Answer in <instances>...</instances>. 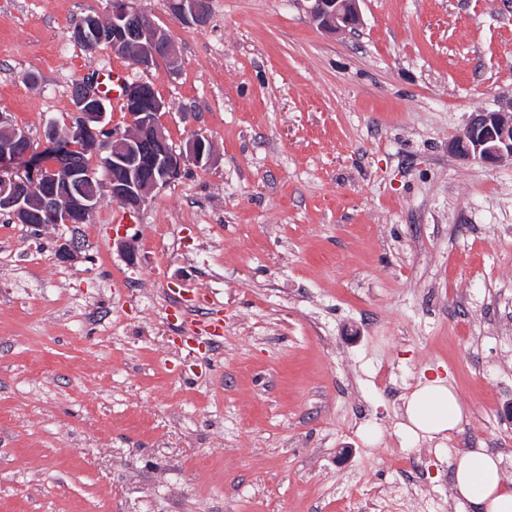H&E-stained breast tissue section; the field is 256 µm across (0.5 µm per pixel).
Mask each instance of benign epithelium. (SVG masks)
Here are the masks:
<instances>
[{
    "mask_svg": "<svg viewBox=\"0 0 512 512\" xmlns=\"http://www.w3.org/2000/svg\"><path fill=\"white\" fill-rule=\"evenodd\" d=\"M311 15L317 26L334 35L359 25L362 15L359 0H311ZM170 13L178 20L199 25L206 18L208 0H170ZM141 17L140 32L144 44L131 58L135 67L153 68L161 57L176 62L171 37L153 26L148 16L128 8L127 0H110L107 17H85L72 31L75 41L94 38L112 43L116 53L127 54L134 38L132 22ZM73 121L68 135L82 141L89 150H103L104 170L112 173L109 181L113 201L135 210L161 186L175 180L188 164L210 165L215 148L207 138L193 136L177 150L169 143L166 128L160 121L164 102L150 99L140 84L125 89L124 103L129 118L128 129L113 133L105 124L107 106L92 83L80 81L72 93ZM44 152L53 153L46 163L34 152L26 130L0 115V210L21 224H31L33 217L47 216L53 224H82L98 208L102 198L73 194L69 175L77 170L92 178L93 171L82 166L73 154V146L63 141L59 130L45 133ZM451 152L463 160L495 164L504 156L512 157V117L504 112H475L464 131L450 143ZM23 163L18 175L3 172L13 164Z\"/></svg>",
    "mask_w": 512,
    "mask_h": 512,
    "instance_id": "benign-epithelium-1",
    "label": "benign epithelium"
}]
</instances>
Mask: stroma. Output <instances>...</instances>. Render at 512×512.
Masks as SVG:
<instances>
[{"mask_svg":"<svg viewBox=\"0 0 512 512\" xmlns=\"http://www.w3.org/2000/svg\"><path fill=\"white\" fill-rule=\"evenodd\" d=\"M209 5L128 0L177 51L144 71L70 37L109 0H0V113L35 151L115 65L173 147L216 146L136 212L0 214V512H462L458 453L512 483V157L448 145L512 115V0H362L336 36L310 0ZM435 377L464 420L409 438ZM170 13L189 25H200L206 18L208 0H170Z\"/></svg>","mask_w":512,"mask_h":512,"instance_id":"1","label":"stroma"}]
</instances>
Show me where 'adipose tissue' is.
<instances>
[{
    "instance_id": "adipose-tissue-1",
    "label": "adipose tissue",
    "mask_w": 512,
    "mask_h": 512,
    "mask_svg": "<svg viewBox=\"0 0 512 512\" xmlns=\"http://www.w3.org/2000/svg\"><path fill=\"white\" fill-rule=\"evenodd\" d=\"M406 430L411 437H443L458 428L464 415L455 396L442 380L423 383L405 405ZM454 491L460 505L477 512H512V485L502 476V458L476 448L458 455Z\"/></svg>"
}]
</instances>
